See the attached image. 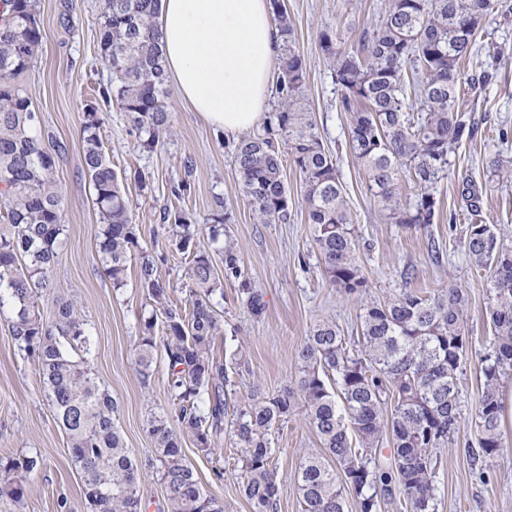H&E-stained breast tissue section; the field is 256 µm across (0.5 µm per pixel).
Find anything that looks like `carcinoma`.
<instances>
[{
    "mask_svg": "<svg viewBox=\"0 0 512 512\" xmlns=\"http://www.w3.org/2000/svg\"><path fill=\"white\" fill-rule=\"evenodd\" d=\"M160 0H104L100 55L112 71L113 100L138 132L140 146L152 148L169 126L165 104L168 77L156 15ZM280 37L273 90L274 111L263 131L242 137L233 163L242 189L261 222L288 223L284 160L299 173L314 241L330 283L348 295L367 286L357 255L351 215L336 162L304 108L306 62L296 48L284 0H270ZM495 0H387L379 22L363 31L359 45L346 50L340 34L326 30L322 54L340 90V108L349 114V147L368 178L380 209L395 224H432L436 201L426 188L448 166V152L473 125L459 111L461 63L473 60L482 22L494 14ZM0 15V309L14 318L11 336L33 358L46 397L65 430L72 461L83 477L91 512H140L138 468L129 455L115 417L117 402L92 371V336L73 301L58 304L43 318L38 298L52 290L51 275L67 238L62 196L53 178L59 150L37 134L40 117L16 80L27 71L41 43L36 0H3ZM414 78L406 80L407 69ZM415 98L421 117L410 113ZM102 119L95 109L82 123L84 170L92 184L102 228L99 252L112 286L126 285L139 225L106 156ZM425 188L405 205L399 193L403 174ZM172 243L189 258L188 303L172 302L148 250L137 253L138 285L152 307L139 327L136 363L147 371L153 351L163 345L168 360L170 410L154 413L148 433L160 462L168 512H224L206 493L181 448L188 435L208 454L224 433V364L212 347L222 332L216 308L224 289L210 253L194 245L191 215L164 214ZM212 250L224 256V277H241L237 248L211 230ZM465 253L478 268L492 271L488 320L493 351L482 362L483 390L475 430L479 450L502 449L499 398L501 378L512 373V246L492 224H470ZM240 297L250 315L266 310L263 293L241 283ZM469 304L465 290L451 287L425 298L400 292L363 308L361 341L348 349L335 323L310 326L297 352L298 376L278 392L255 390L237 411L233 429L244 471L241 492L251 512H277L279 486L270 435L288 419L295 397L324 453L307 458L298 472L304 512H346V497L359 512H379L380 499L397 485L406 512H435L432 453L448 443L458 426V371L468 352L462 319ZM163 336H156V327ZM394 398L390 416L386 399ZM391 435L390 469L369 458L383 435ZM40 461L0 458V478L19 502L25 482Z\"/></svg>",
    "mask_w": 512,
    "mask_h": 512,
    "instance_id": "1",
    "label": "carcinoma"
}]
</instances>
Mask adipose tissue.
I'll use <instances>...</instances> for the list:
<instances>
[{
    "label": "adipose tissue",
    "mask_w": 512,
    "mask_h": 512,
    "mask_svg": "<svg viewBox=\"0 0 512 512\" xmlns=\"http://www.w3.org/2000/svg\"><path fill=\"white\" fill-rule=\"evenodd\" d=\"M165 69L180 97L233 136L261 124L279 41L270 0H160Z\"/></svg>",
    "instance_id": "ef3b65f1"
}]
</instances>
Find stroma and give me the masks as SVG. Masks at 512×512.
<instances>
[{
  "label": "stroma",
  "instance_id": "35a3bbf8",
  "mask_svg": "<svg viewBox=\"0 0 512 512\" xmlns=\"http://www.w3.org/2000/svg\"><path fill=\"white\" fill-rule=\"evenodd\" d=\"M508 14H494L477 41L482 66L464 62L466 77L488 70L489 78L461 95V111L476 125L448 155V176L437 187L434 223L393 224L380 211L368 180L348 147L349 118L339 106V91L319 43L323 31L338 28L348 42L375 26L386 0H284L295 28L296 47L304 56L305 107L336 161L352 223L358 237L360 262L367 288L349 296L324 276L308 222L298 172L285 166L291 192V217L285 224H265L244 193L232 162L233 138L200 121L180 100L167 99L170 127L151 150L138 145V135L123 112L100 96L112 74L99 51L102 0H36L42 42L38 56L18 84L40 115L39 133L50 146H61L54 177L63 199L62 221L67 244L52 273L54 295L42 296L45 318L55 313V296L75 299L93 335L90 366L118 404L117 423L139 471L141 512H167L160 463L147 431L151 413L170 405L168 361L156 351L149 377L136 363L138 319L151 308L138 286L137 267L129 265L126 285L114 289L98 256L100 218L82 165L81 124L87 105L98 108L100 136L113 168L124 175L139 244L153 252L169 297L185 303L187 265L170 245L164 212L191 214L199 231L198 249L210 247L209 229L218 213H226L224 234L240 253L242 279L224 283L217 308L223 334L213 352L224 363L229 411H236L257 388L275 392L288 387L297 369V351L309 327L319 319L335 321L348 347L360 336V313L403 289L427 296L448 287L466 289L469 305L465 334L470 350L459 372V425L447 447L434 454L436 512H512V418L502 417L503 449L487 456L477 452L474 436L476 406L481 394L482 359L491 353L487 323L491 295L488 272L468 259L463 239L468 222L463 180L479 191V219L496 225L512 242V0H497ZM502 156L504 167L488 162ZM144 183H137L135 172ZM189 190L175 195L174 187ZM223 207H216V200ZM260 289L266 312L253 318L240 303L241 281ZM10 309L0 310V457H34L40 467L25 485L22 502L0 493V512H90L83 478L75 467L67 435L57 424L38 372L10 335ZM273 463L280 489L278 512H303L297 473L304 460L321 453L303 405H295L286 422L271 436ZM221 456L199 451L183 440L186 461L193 466L206 493L223 501L224 512H250L240 491L242 461L235 452L232 423H225L219 442ZM222 476H215L216 466Z\"/></svg>",
  "mask_w": 512,
  "mask_h": 512
}]
</instances>
